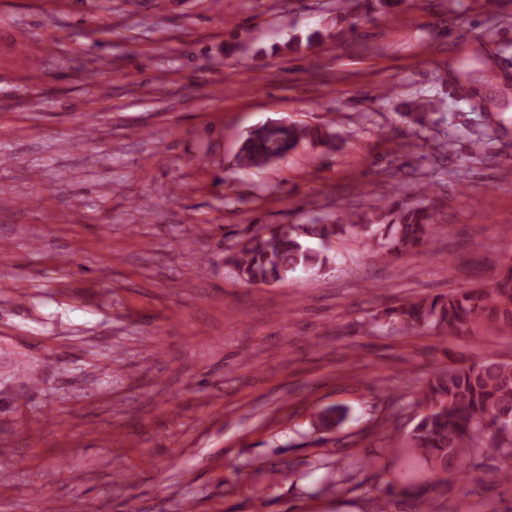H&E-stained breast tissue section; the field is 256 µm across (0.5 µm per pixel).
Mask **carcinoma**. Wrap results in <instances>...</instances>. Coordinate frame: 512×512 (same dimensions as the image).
<instances>
[{
	"label": "carcinoma",
	"mask_w": 512,
	"mask_h": 512,
	"mask_svg": "<svg viewBox=\"0 0 512 512\" xmlns=\"http://www.w3.org/2000/svg\"><path fill=\"white\" fill-rule=\"evenodd\" d=\"M327 137L329 133L305 124L265 125L247 134L238 164L246 170L259 168L270 159L287 156L303 142ZM423 195V189L397 193L373 220L355 221L344 213L326 224H276L225 255V262L232 263L238 277L249 285H278L300 270L329 267L334 261L330 243L348 232L363 239L376 254L421 252L435 227V214L421 199ZM483 322L512 335V262L501 266L488 288L410 297L368 315L373 326L445 336H474ZM408 404L422 409L410 434L411 451L434 472L436 485L446 487L464 474L482 481L487 456L504 462L496 477L512 483V434L497 428L500 421L512 422V360L487 356L439 370L414 392ZM346 412L342 405H331L320 412L319 425L336 428Z\"/></svg>",
	"instance_id": "1"
}]
</instances>
